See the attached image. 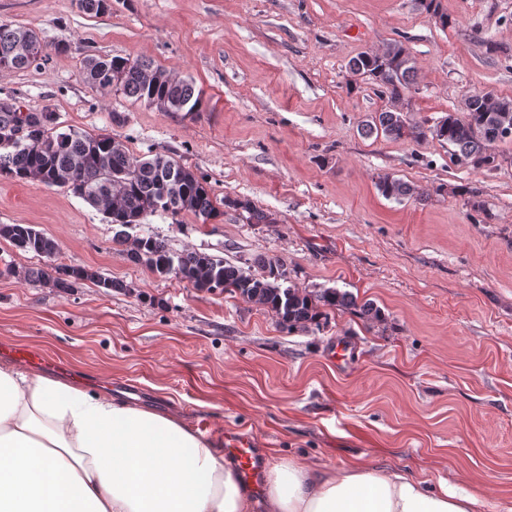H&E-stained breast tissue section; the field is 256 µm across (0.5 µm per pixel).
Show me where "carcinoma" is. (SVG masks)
Returning <instances> with one entry per match:
<instances>
[{"mask_svg": "<svg viewBox=\"0 0 512 512\" xmlns=\"http://www.w3.org/2000/svg\"><path fill=\"white\" fill-rule=\"evenodd\" d=\"M76 6L94 16L112 10L108 0H76ZM49 56V47L34 30L0 23V64L4 69H27ZM410 57L407 48L395 41L349 61L351 74L371 77L390 100L388 107L365 121L362 133L415 142L430 135L454 147L452 156L458 166L489 170L500 166L506 157L498 152L500 141L490 132L501 125L512 126V99L474 91L466 97L462 112H450L431 126L420 124L410 117L405 103L417 73ZM80 75L92 87L121 92L163 112L201 111L202 92L195 91L190 80L140 59L88 55L82 60ZM20 104L16 97L0 101V175L72 189L120 227L113 241L126 246L132 263L160 276L173 274L199 291L238 296L270 310L289 330L319 324L326 316L324 307L354 308L371 323L383 321L373 301L360 303L349 291L324 288L313 294L293 285L283 286L287 276L273 257L256 258L262 273L255 275L205 252L177 253L158 237L130 238L127 229L150 214L190 213L206 222L217 216L219 202L247 212L251 224H267L270 217L249 200H217L204 177L166 153L135 157L116 136L73 128L60 131L55 113L28 108L22 114ZM21 119L26 130L17 140L14 134ZM378 190L386 198H429L419 187L390 176L380 178ZM0 239L40 257L51 258L59 252L58 243L33 224H0ZM18 276L60 291L85 280L107 291L123 287L96 270L66 264L28 268Z\"/></svg>", "mask_w": 512, "mask_h": 512, "instance_id": "obj_1", "label": "carcinoma"}]
</instances>
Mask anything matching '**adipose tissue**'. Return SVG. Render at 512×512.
Here are the masks:
<instances>
[{
  "mask_svg": "<svg viewBox=\"0 0 512 512\" xmlns=\"http://www.w3.org/2000/svg\"><path fill=\"white\" fill-rule=\"evenodd\" d=\"M467 479L271 461L262 499L175 415L0 362V512H482Z\"/></svg>",
  "mask_w": 512,
  "mask_h": 512,
  "instance_id": "obj_1",
  "label": "adipose tissue"
}]
</instances>
